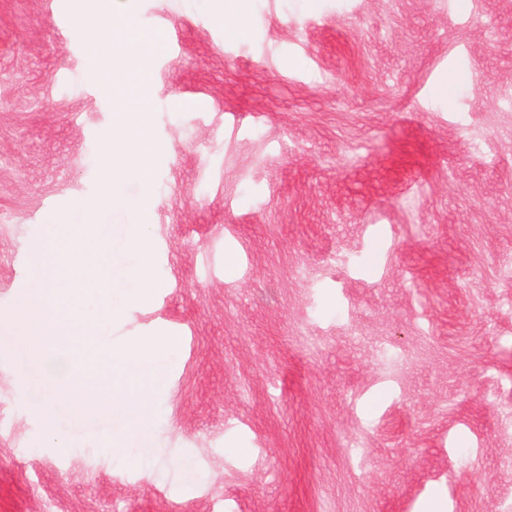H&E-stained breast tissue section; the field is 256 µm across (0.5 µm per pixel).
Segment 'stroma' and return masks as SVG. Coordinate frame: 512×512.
<instances>
[{
  "instance_id": "35a3bbf8",
  "label": "stroma",
  "mask_w": 512,
  "mask_h": 512,
  "mask_svg": "<svg viewBox=\"0 0 512 512\" xmlns=\"http://www.w3.org/2000/svg\"><path fill=\"white\" fill-rule=\"evenodd\" d=\"M123 2L163 37L160 287L130 298L132 178L95 322L180 345L147 426L45 408L102 369L31 363L8 314L28 242L101 188L112 101L71 18L111 0H0V512H512V0H248L245 39L210 0Z\"/></svg>"
}]
</instances>
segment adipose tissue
Wrapping results in <instances>:
<instances>
[{"label":"adipose tissue","instance_id":"ef3b65f1","mask_svg":"<svg viewBox=\"0 0 512 512\" xmlns=\"http://www.w3.org/2000/svg\"><path fill=\"white\" fill-rule=\"evenodd\" d=\"M132 218L131 240L139 250L138 262L129 271V277L136 285L132 298L145 305L151 300L159 283L146 249L142 225L144 215L136 211ZM178 344V337L172 335L132 339L113 349L112 369L117 373L136 372V383L126 389L107 383L91 386L78 376L64 383H48L46 402L51 405L62 398L79 411L110 409L122 414L131 426H141L152 418L158 406L160 386L156 381L157 365L168 353L177 349Z\"/></svg>","mask_w":512,"mask_h":512}]
</instances>
